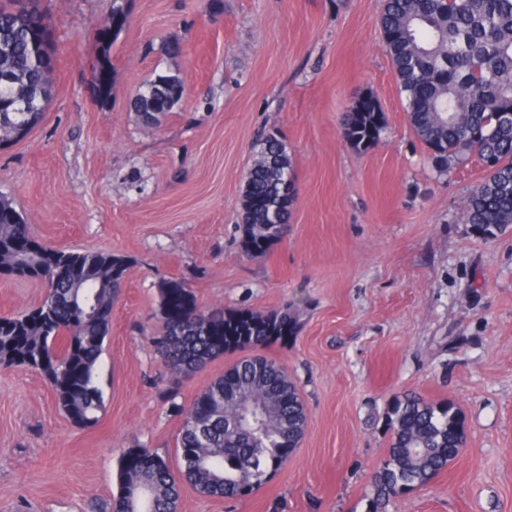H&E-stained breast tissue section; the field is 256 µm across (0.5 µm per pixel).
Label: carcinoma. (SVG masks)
<instances>
[{
    "label": "carcinoma",
    "mask_w": 512,
    "mask_h": 512,
    "mask_svg": "<svg viewBox=\"0 0 512 512\" xmlns=\"http://www.w3.org/2000/svg\"><path fill=\"white\" fill-rule=\"evenodd\" d=\"M48 21L38 0H0V132L10 122L39 123L51 76L36 54L33 25ZM408 123L439 174L478 160L486 171L463 210L464 223L483 239L512 226V0H385L380 17ZM112 46L93 59L99 98L112 93ZM176 75L143 84L133 99L147 121L179 102ZM385 129L383 113L357 104L341 124L343 138L363 150ZM295 185L291 161L277 134L260 140L242 188L240 250L266 253L288 232L291 211L279 203ZM126 271L110 253L53 249L27 224L0 214V276L49 284L42 302L0 316V368L23 366L50 384L61 410L93 426L103 409L98 361L109 335L112 307ZM161 321L152 338L170 375V412L181 419L179 475L165 456L136 447L119 460L118 491L101 512H179L180 483L217 500L245 498L267 483L298 448L308 424L297 382L258 347L286 345L298 328L288 306L267 312L202 310L178 281L158 288ZM242 356L187 407L176 402L183 375L226 353ZM389 448L373 471L365 512L389 507L427 486L466 445L465 420L452 401L417 394L395 397L385 412Z\"/></svg>",
    "instance_id": "carcinoma-1"
}]
</instances>
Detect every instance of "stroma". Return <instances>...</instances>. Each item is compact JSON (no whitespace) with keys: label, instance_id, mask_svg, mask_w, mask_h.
<instances>
[{"label":"stroma","instance_id":"stroma-1","mask_svg":"<svg viewBox=\"0 0 512 512\" xmlns=\"http://www.w3.org/2000/svg\"><path fill=\"white\" fill-rule=\"evenodd\" d=\"M112 3L42 0L57 36L50 101L0 149V195L40 242L127 261L98 363L104 409L77 426L40 374L0 369V512H99L124 450L174 458L180 419L150 343L167 280L204 309L293 305L295 339L264 354L308 411L299 447L257 492L219 501L186 485L181 512H365L385 411L410 392L453 401L467 443L390 512H512V231L484 240L461 219L478 162L434 171L391 70L384 0H128L103 101L91 59ZM159 74L187 93L148 125L130 102ZM362 96L386 127L360 152L340 123ZM270 132L296 197L286 237L249 258L240 196ZM45 294L0 277V316Z\"/></svg>","mask_w":512,"mask_h":512}]
</instances>
